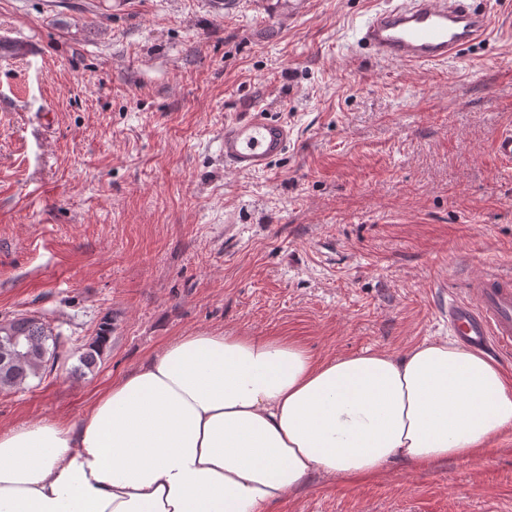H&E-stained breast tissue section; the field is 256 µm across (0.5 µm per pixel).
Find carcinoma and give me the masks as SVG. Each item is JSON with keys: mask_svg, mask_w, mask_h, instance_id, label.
I'll use <instances>...</instances> for the list:
<instances>
[{"mask_svg": "<svg viewBox=\"0 0 512 512\" xmlns=\"http://www.w3.org/2000/svg\"><path fill=\"white\" fill-rule=\"evenodd\" d=\"M112 340V324L105 321L79 355L80 364L92 369ZM58 336L39 317L19 315L0 321V392L18 390L27 380L47 367L58 356Z\"/></svg>", "mask_w": 512, "mask_h": 512, "instance_id": "1", "label": "carcinoma"}]
</instances>
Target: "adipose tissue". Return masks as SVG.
<instances>
[{
	"mask_svg": "<svg viewBox=\"0 0 512 512\" xmlns=\"http://www.w3.org/2000/svg\"><path fill=\"white\" fill-rule=\"evenodd\" d=\"M512 379L452 341L316 359L280 336L168 340L75 423L0 430V512H270L324 473L487 454Z\"/></svg>",
	"mask_w": 512,
	"mask_h": 512,
	"instance_id": "adipose-tissue-1",
	"label": "adipose tissue"
}]
</instances>
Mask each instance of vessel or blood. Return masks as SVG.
Listing matches in <instances>:
<instances>
[{
	"label": "vessel or blood",
	"mask_w": 512,
	"mask_h": 512,
	"mask_svg": "<svg viewBox=\"0 0 512 512\" xmlns=\"http://www.w3.org/2000/svg\"><path fill=\"white\" fill-rule=\"evenodd\" d=\"M488 11L470 0H396L370 16L361 40L380 60L411 67L438 64L485 39ZM291 130L268 109L255 108L224 125V164L241 173L267 170L283 155ZM470 297L448 301V326L475 348L497 353L512 351V275L483 274L470 282Z\"/></svg>",
	"instance_id": "1"
}]
</instances>
